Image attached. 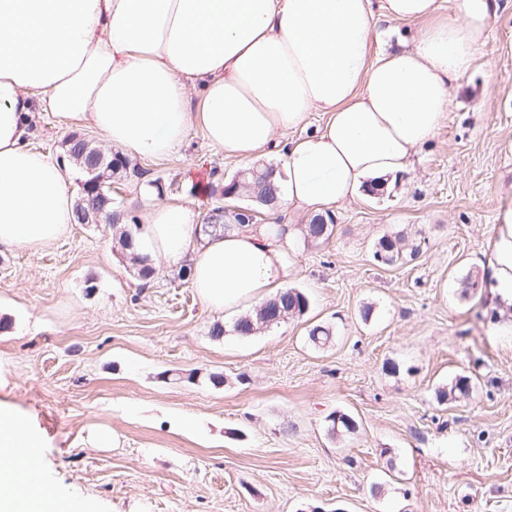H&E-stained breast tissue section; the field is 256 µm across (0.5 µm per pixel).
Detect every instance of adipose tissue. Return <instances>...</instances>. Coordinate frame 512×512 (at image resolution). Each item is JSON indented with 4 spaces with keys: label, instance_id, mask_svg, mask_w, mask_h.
I'll return each instance as SVG.
<instances>
[{
    "label": "adipose tissue",
    "instance_id": "adipose-tissue-1",
    "mask_svg": "<svg viewBox=\"0 0 512 512\" xmlns=\"http://www.w3.org/2000/svg\"><path fill=\"white\" fill-rule=\"evenodd\" d=\"M380 16L420 24L415 47L374 56ZM492 16V0H457L450 16L437 0H0V246L37 251L74 222L66 170L25 143L34 100L130 157H167L194 125L244 161L288 136L278 202L320 215L407 171L445 122ZM312 112L324 124L293 138ZM142 191L141 250L189 263L225 327L294 277L303 224L204 236L193 206ZM488 247L491 287L512 302V206ZM41 448L0 406V512H86L47 489Z\"/></svg>",
    "mask_w": 512,
    "mask_h": 512
}]
</instances>
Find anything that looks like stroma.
I'll return each mask as SVG.
<instances>
[{"mask_svg":"<svg viewBox=\"0 0 512 512\" xmlns=\"http://www.w3.org/2000/svg\"><path fill=\"white\" fill-rule=\"evenodd\" d=\"M494 11L410 169L337 207L326 243L293 252L302 316L211 338L219 317L187 267L142 283L103 222L34 253L0 246V403L41 433L51 487L89 512H512V309L484 275L512 204V0ZM28 131L29 148L64 164L71 135L105 146L44 103ZM130 165L112 196L131 225L142 182L203 215L244 170L197 126L171 156ZM400 233L415 257L375 260L379 238ZM315 325L326 345L309 342ZM458 376L471 395L438 401ZM342 413L354 431L331 434ZM97 427L112 447L88 444Z\"/></svg>","mask_w":512,"mask_h":512,"instance_id":"stroma-1","label":"stroma"}]
</instances>
